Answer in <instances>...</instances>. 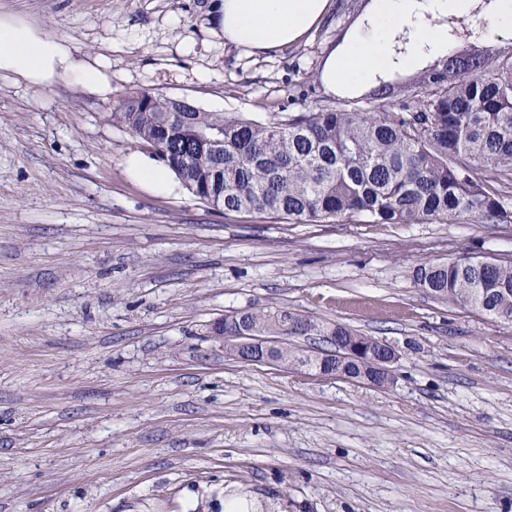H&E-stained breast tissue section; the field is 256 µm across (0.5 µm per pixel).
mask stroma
I'll use <instances>...</instances> for the list:
<instances>
[{
  "label": "stroma",
  "instance_id": "35a3bbf8",
  "mask_svg": "<svg viewBox=\"0 0 512 512\" xmlns=\"http://www.w3.org/2000/svg\"><path fill=\"white\" fill-rule=\"evenodd\" d=\"M209 0H0L108 65L103 96L0 78V512H512V323L413 280L512 259V222L225 215L113 126L133 91L259 119L331 105L318 70L368 0L275 53L215 37ZM453 50L512 57L443 16ZM276 308L392 345L387 389L224 355L208 328ZM126 168L133 179L154 191L163 192L169 187L168 174L165 168L148 166L135 154L127 158Z\"/></svg>",
  "mask_w": 512,
  "mask_h": 512
}]
</instances>
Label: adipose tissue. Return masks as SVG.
Instances as JSON below:
<instances>
[{
  "mask_svg": "<svg viewBox=\"0 0 512 512\" xmlns=\"http://www.w3.org/2000/svg\"><path fill=\"white\" fill-rule=\"evenodd\" d=\"M329 0H211L212 32L226 41L267 52L287 46L323 16ZM442 15L471 17L492 36L512 34V0H494L491 15L474 13L473 0H374L364 25L346 40L334 81L377 83L398 70L414 68L449 49ZM0 77L49 87L68 80L100 95L111 86L103 63L77 59L65 39L48 35L13 15L0 14Z\"/></svg>",
  "mask_w": 512,
  "mask_h": 512,
  "instance_id": "obj_1",
  "label": "adipose tissue"
}]
</instances>
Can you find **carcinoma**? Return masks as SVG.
I'll list each match as a JSON object with an SVG mask.
<instances>
[{
  "label": "carcinoma",
  "instance_id": "cac0c4a2",
  "mask_svg": "<svg viewBox=\"0 0 512 512\" xmlns=\"http://www.w3.org/2000/svg\"><path fill=\"white\" fill-rule=\"evenodd\" d=\"M418 91L388 109L384 81L370 92L381 109L336 105L258 120L240 113L177 109L163 94L132 92L112 124L166 152L165 166L219 212L267 213L309 224L368 215L382 224L507 223L502 188L512 186V62L449 54L423 68ZM493 171L494 182L479 172ZM415 282L434 296L512 322V261L424 262ZM306 335L328 322L288 313Z\"/></svg>",
  "mask_w": 512,
  "mask_h": 512
}]
</instances>
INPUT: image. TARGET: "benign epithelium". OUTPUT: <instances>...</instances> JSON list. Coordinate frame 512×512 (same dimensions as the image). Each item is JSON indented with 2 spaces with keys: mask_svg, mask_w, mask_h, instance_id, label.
<instances>
[{
  "mask_svg": "<svg viewBox=\"0 0 512 512\" xmlns=\"http://www.w3.org/2000/svg\"><path fill=\"white\" fill-rule=\"evenodd\" d=\"M242 314L226 316V321L215 322L210 330V337L222 344L226 357L241 363H264L278 367H288V361L277 356V349L286 341L284 331H262L250 329L244 325L238 327L234 320L241 319ZM324 347L320 353H328L341 359L365 362L372 366L371 375L363 381L376 388H387L393 383L391 365L396 361L395 349L370 337L348 332L337 324L325 335L319 337Z\"/></svg>",
  "mask_w": 512,
  "mask_h": 512,
  "instance_id": "1",
  "label": "benign epithelium"
}]
</instances>
